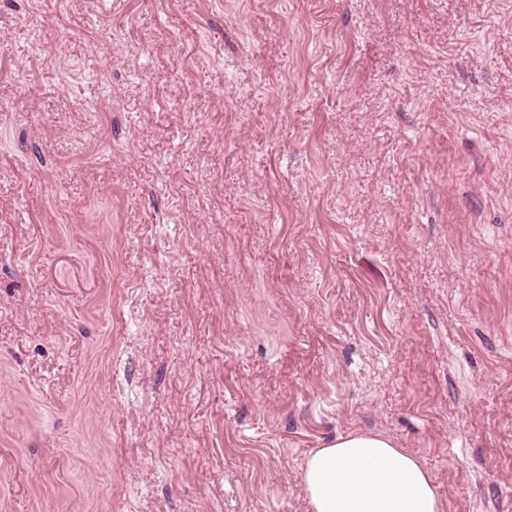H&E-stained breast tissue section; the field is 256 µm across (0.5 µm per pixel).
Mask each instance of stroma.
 Listing matches in <instances>:
<instances>
[{"label":"stroma","mask_w":512,"mask_h":512,"mask_svg":"<svg viewBox=\"0 0 512 512\" xmlns=\"http://www.w3.org/2000/svg\"><path fill=\"white\" fill-rule=\"evenodd\" d=\"M351 430L512 512V0H0V512H309Z\"/></svg>","instance_id":"stroma-1"}]
</instances>
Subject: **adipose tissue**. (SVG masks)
Returning a JSON list of instances; mask_svg holds the SVG:
<instances>
[{"mask_svg":"<svg viewBox=\"0 0 512 512\" xmlns=\"http://www.w3.org/2000/svg\"><path fill=\"white\" fill-rule=\"evenodd\" d=\"M300 477L310 512H444L421 459L383 433L336 436L307 453Z\"/></svg>","mask_w":512,"mask_h":512,"instance_id":"1","label":"adipose tissue"}]
</instances>
